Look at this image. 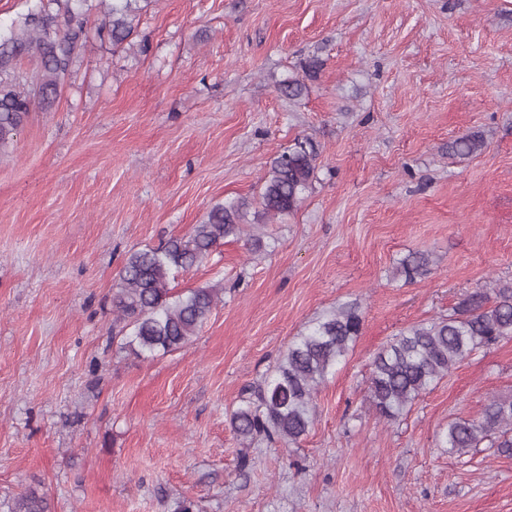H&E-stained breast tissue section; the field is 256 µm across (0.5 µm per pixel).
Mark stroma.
<instances>
[{"mask_svg": "<svg viewBox=\"0 0 512 512\" xmlns=\"http://www.w3.org/2000/svg\"><path fill=\"white\" fill-rule=\"evenodd\" d=\"M90 32L50 111L0 149V512H512V456L440 441L512 399V337L477 351L398 421L371 410L376 354L401 329L512 282V0H151L130 45ZM146 51H139V44ZM318 56L302 98L276 86ZM482 132L487 147L448 144ZM312 192L173 284L222 282L181 349L125 346L124 259L218 202L258 196L294 139ZM421 250L429 275L404 282ZM363 326L294 444L246 442L229 415L307 325ZM486 139L481 132H472L457 138L448 145V153L458 156H472L486 147ZM430 255L422 251H411L399 260L397 275L404 278L405 282H412L425 276L430 271Z\"/></svg>", "mask_w": 512, "mask_h": 512, "instance_id": "stroma-1", "label": "stroma"}]
</instances>
